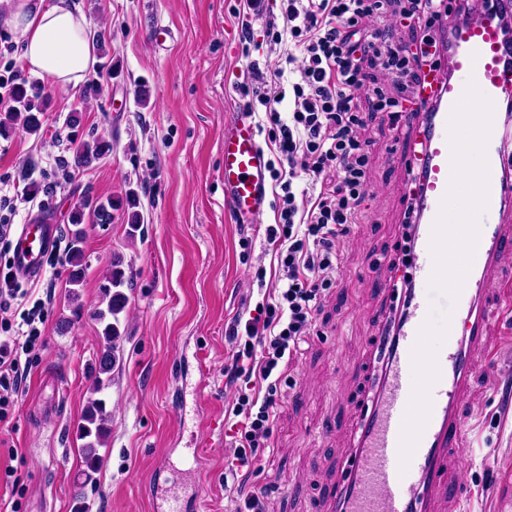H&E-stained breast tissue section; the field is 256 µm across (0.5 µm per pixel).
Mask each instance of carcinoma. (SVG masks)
I'll list each match as a JSON object with an SVG mask.
<instances>
[{
  "label": "carcinoma",
  "mask_w": 512,
  "mask_h": 512,
  "mask_svg": "<svg viewBox=\"0 0 512 512\" xmlns=\"http://www.w3.org/2000/svg\"><path fill=\"white\" fill-rule=\"evenodd\" d=\"M17 109L15 114H24V123L31 132L38 131L40 119L37 108L32 105L26 97V91L19 86L15 90ZM106 152V145L95 141L84 144L75 155V164L83 166L92 160L99 158ZM84 223V209L78 208L71 215V224L75 226L72 231V238L69 246L70 282L74 286L82 283L85 274L83 243L84 231L81 224ZM127 277L122 269V262H112L107 277L108 285L105 290L107 300L106 309L97 314V319L103 324L102 336L105 346L100 353L98 369L95 374L86 409L82 415L81 422L77 425L76 433L83 441L81 453L86 468V476H92L101 461L100 449L105 447L110 433V413L107 410V402L104 397V390L107 389L112 380V369L116 363L117 342L121 337L118 327L120 314L128 303L127 296L120 291L126 283Z\"/></svg>",
  "instance_id": "obj_1"
}]
</instances>
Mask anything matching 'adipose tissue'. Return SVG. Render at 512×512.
Returning a JSON list of instances; mask_svg holds the SVG:
<instances>
[{
  "mask_svg": "<svg viewBox=\"0 0 512 512\" xmlns=\"http://www.w3.org/2000/svg\"><path fill=\"white\" fill-rule=\"evenodd\" d=\"M0 1L31 74L61 88L85 75L92 59L91 24L74 0L50 6L44 0Z\"/></svg>",
  "mask_w": 512,
  "mask_h": 512,
  "instance_id": "adipose-tissue-1",
  "label": "adipose tissue"
}]
</instances>
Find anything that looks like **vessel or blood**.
<instances>
[{"mask_svg": "<svg viewBox=\"0 0 512 512\" xmlns=\"http://www.w3.org/2000/svg\"><path fill=\"white\" fill-rule=\"evenodd\" d=\"M448 62L447 72H425L420 94L428 111L411 110L422 149L409 158L415 170L409 191L419 212L410 244L412 263L402 310L377 346L378 367L370 402L358 426L356 443L344 464L345 476L329 504L336 512H430L448 464V451L462 440L460 405L472 373L473 354L483 348L491 320H512V281L494 276L500 259L512 252V127L494 122L487 148L490 201L472 267L439 353L441 378L432 389L433 410L407 473L398 469V441L410 397V350L429 308L427 280L432 269L429 239L450 176L447 120L467 79H475L493 101L512 89L505 64L496 0L455 26L448 41L434 46ZM224 201L237 223H253L263 211L269 186L266 151L249 116L224 125ZM59 245V228L42 215L20 225L11 271L20 281L41 277L45 258Z\"/></svg>", "mask_w": 512, "mask_h": 512, "instance_id": "1", "label": "vessel or blood"}]
</instances>
